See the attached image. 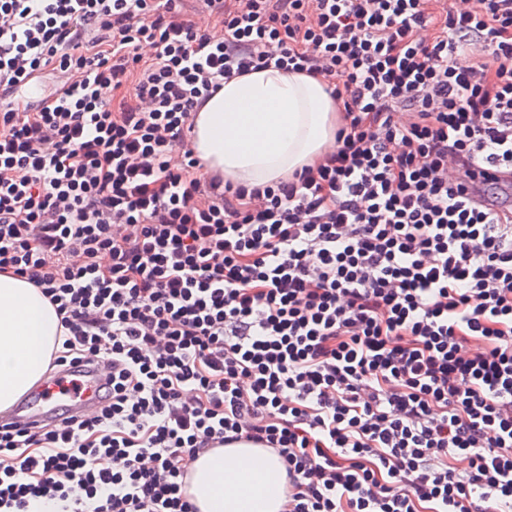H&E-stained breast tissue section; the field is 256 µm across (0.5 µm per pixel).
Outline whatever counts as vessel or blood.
Here are the masks:
<instances>
[{
	"mask_svg": "<svg viewBox=\"0 0 512 512\" xmlns=\"http://www.w3.org/2000/svg\"><path fill=\"white\" fill-rule=\"evenodd\" d=\"M105 375L103 369L81 365L51 375L41 383L34 398L0 412V425L14 423L22 427L36 426L61 405L71 404L82 414H93L103 405L99 389L105 382Z\"/></svg>",
	"mask_w": 512,
	"mask_h": 512,
	"instance_id": "b4317fda",
	"label": "vessel or blood"
}]
</instances>
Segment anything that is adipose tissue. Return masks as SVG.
I'll list each match as a JSON object with an SVG mask.
<instances>
[{"mask_svg": "<svg viewBox=\"0 0 512 512\" xmlns=\"http://www.w3.org/2000/svg\"><path fill=\"white\" fill-rule=\"evenodd\" d=\"M338 126L323 76L264 69L225 82L197 111L192 144L202 176L265 185L332 150ZM62 333L39 288L0 272V410L43 376ZM286 485L275 454L236 443L198 456L189 492L199 512H282Z\"/></svg>", "mask_w": 512, "mask_h": 512, "instance_id": "obj_1", "label": "adipose tissue"}]
</instances>
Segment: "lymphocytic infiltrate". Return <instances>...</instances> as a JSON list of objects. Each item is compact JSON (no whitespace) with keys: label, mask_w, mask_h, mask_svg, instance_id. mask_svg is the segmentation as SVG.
<instances>
[{"label":"lymphocytic infiltrate","mask_w":512,"mask_h":512,"mask_svg":"<svg viewBox=\"0 0 512 512\" xmlns=\"http://www.w3.org/2000/svg\"><path fill=\"white\" fill-rule=\"evenodd\" d=\"M205 3L222 37L0 0V272L54 306L53 367L112 370L98 414L0 429V512H198L193 462L239 442L282 512H512V0ZM268 67L328 80L334 148L198 178L196 112Z\"/></svg>","instance_id":"1"}]
</instances>
